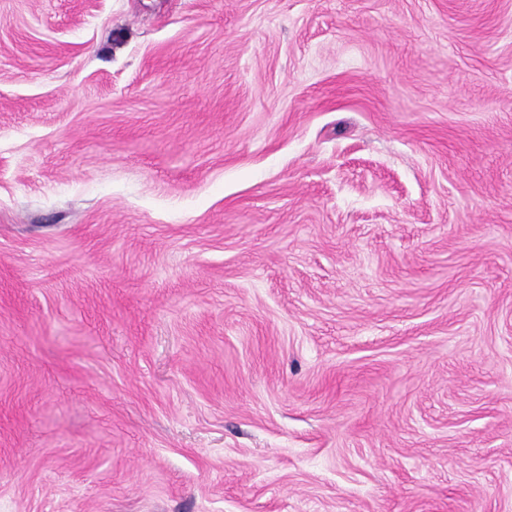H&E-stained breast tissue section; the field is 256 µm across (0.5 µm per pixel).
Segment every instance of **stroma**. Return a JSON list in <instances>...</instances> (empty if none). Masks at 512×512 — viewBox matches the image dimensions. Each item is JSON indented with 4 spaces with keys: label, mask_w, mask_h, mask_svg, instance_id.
Returning a JSON list of instances; mask_svg holds the SVG:
<instances>
[{
    "label": "stroma",
    "mask_w": 512,
    "mask_h": 512,
    "mask_svg": "<svg viewBox=\"0 0 512 512\" xmlns=\"http://www.w3.org/2000/svg\"><path fill=\"white\" fill-rule=\"evenodd\" d=\"M0 512H512V0H0Z\"/></svg>",
    "instance_id": "35a3bbf8"
}]
</instances>
